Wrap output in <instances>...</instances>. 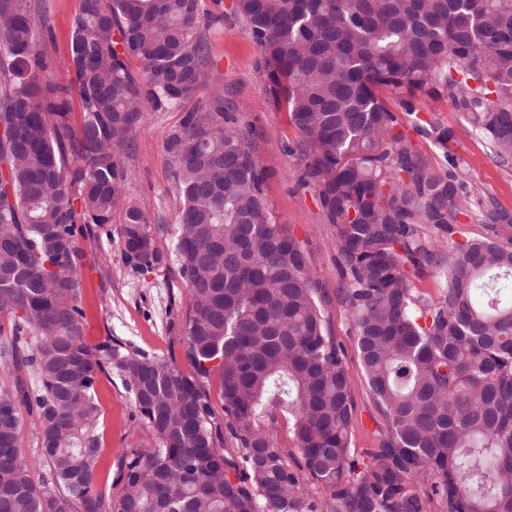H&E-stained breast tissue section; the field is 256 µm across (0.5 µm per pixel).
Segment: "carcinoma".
I'll list each match as a JSON object with an SVG mask.
<instances>
[{
	"label": "carcinoma",
	"mask_w": 512,
	"mask_h": 512,
	"mask_svg": "<svg viewBox=\"0 0 512 512\" xmlns=\"http://www.w3.org/2000/svg\"><path fill=\"white\" fill-rule=\"evenodd\" d=\"M234 11L261 49L268 100L298 132L300 185L337 229L343 302L384 423L377 447L352 455L344 349L223 107L186 113L164 142L180 201L170 253L125 200L120 154L147 107L179 106L207 83L202 0H79L76 132L69 89L39 83L30 0H0V360L36 381L0 387V512H512V214L485 206L484 235L448 249L440 300L416 295L412 278L438 265L467 210L465 162L434 171L381 98L399 92L411 114L445 96L511 161L512 0H234ZM119 207L126 264L179 266L189 375L84 342L80 242L109 234ZM108 369L157 441L125 461L117 500L95 472V384ZM22 404L40 417L38 482ZM280 418L293 453L274 439Z\"/></svg>",
	"instance_id": "cac0c4a2"
}]
</instances>
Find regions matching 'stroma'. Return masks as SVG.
Here are the masks:
<instances>
[{
    "label": "stroma",
    "mask_w": 512,
    "mask_h": 512,
    "mask_svg": "<svg viewBox=\"0 0 512 512\" xmlns=\"http://www.w3.org/2000/svg\"><path fill=\"white\" fill-rule=\"evenodd\" d=\"M30 2L42 34L39 49L46 64L45 75L57 85L68 86L69 46L79 0ZM203 4L201 31L208 83L181 107L146 110L141 131L120 157L128 173L125 195L145 211L155 247L170 252L179 201L172 189L163 143L179 127L185 113L223 104L225 113L234 117L236 126L245 132L264 172L262 192L272 220L286 225L315 271L323 295L324 316L345 350L356 406L352 446L356 453H363L376 445L383 420L370 397L350 313L340 297L342 281L334 249L337 229L325 223L313 193L298 182L300 162L288 150L297 132L287 112L276 109L267 99L261 50L248 35L244 21L233 13V0H203ZM386 105L398 119L399 132L431 168L446 170L450 155L465 160L470 204L459 231L471 236L483 234L477 215L487 202L512 211V164L504 165L493 156L487 140L467 129L449 99L429 102L410 116L403 111L397 94H387ZM421 126L447 128L454 131L455 137L442 148L418 134ZM83 248L86 258L79 276V302L85 313L87 344L98 347L120 341L165 359L183 372H191L182 334V317L190 295L176 264L150 271L126 266L122 259L123 241L115 232L85 241ZM95 398L102 448L97 463L98 484L117 498L123 490L120 474L125 458L134 450L149 451L156 440L139 419L133 398L116 371L99 374Z\"/></svg>",
    "instance_id": "stroma-1"
}]
</instances>
